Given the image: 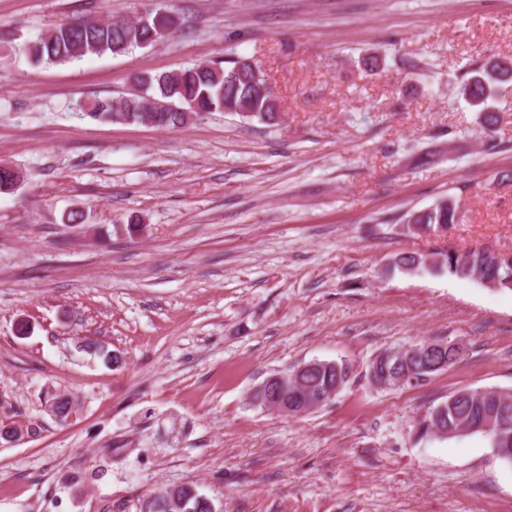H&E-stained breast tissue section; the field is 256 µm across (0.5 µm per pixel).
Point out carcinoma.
Returning a JSON list of instances; mask_svg holds the SVG:
<instances>
[{
	"label": "carcinoma",
	"instance_id": "1",
	"mask_svg": "<svg viewBox=\"0 0 512 512\" xmlns=\"http://www.w3.org/2000/svg\"><path fill=\"white\" fill-rule=\"evenodd\" d=\"M170 10L163 3L146 18L135 24L102 21L87 18L60 23L34 43L25 46V52L36 63L59 64L85 56L120 54L133 47L145 48L176 31L169 18ZM140 90L117 99H96L87 107L88 114L96 119L113 123L152 125L158 120L159 128H177L185 124L186 113L207 115L212 112H230L243 118H256L271 124L276 119L277 103L271 88L261 92L255 87L253 61L237 57L221 65L216 62L199 63L191 67L172 69L157 74H138L134 77ZM512 86V67H501L486 61L469 71L459 87V94L469 107L478 113L488 127L496 125L494 102L501 91ZM24 176L13 168L0 166V193L15 190ZM415 219L412 229L423 234H438L442 224L458 223L457 211L451 198L445 197L433 206L409 211L405 220ZM393 268L410 275L420 272L447 273L459 279L477 282L496 281L500 289H512L506 279L512 276V266L497 264L483 255V249L459 252L450 247L437 249L427 255L398 254ZM417 347L423 355L410 357L414 369L413 378L432 377L444 371V365H454L462 353L451 341L422 340ZM369 368L374 377L369 382L391 378L402 371L403 366L384 362L376 355ZM350 368L341 362L339 369L324 368L288 379V386L318 389L336 384L341 389L349 380ZM506 393L498 387L457 389L448 398L428 410L416 421V434L424 439L438 431L443 438L466 434L464 425L493 407L495 399ZM180 507L176 512H212L211 502L190 486L179 488ZM139 512H170L167 509L166 492H151L140 500Z\"/></svg>",
	"mask_w": 512,
	"mask_h": 512
}]
</instances>
